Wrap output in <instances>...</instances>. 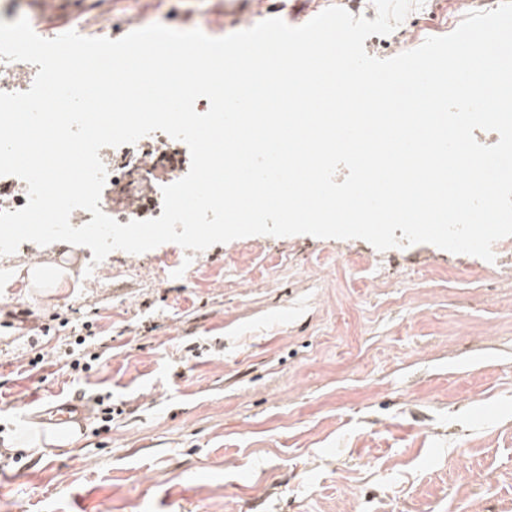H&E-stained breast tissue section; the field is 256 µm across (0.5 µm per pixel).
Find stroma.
Returning <instances> with one entry per match:
<instances>
[{"label":"stroma","mask_w":512,"mask_h":512,"mask_svg":"<svg viewBox=\"0 0 512 512\" xmlns=\"http://www.w3.org/2000/svg\"><path fill=\"white\" fill-rule=\"evenodd\" d=\"M348 0H58L119 39L137 14L223 37L300 26ZM424 0L370 54L453 32ZM494 261L430 244L257 235L93 262L22 243L0 256V512H512V236ZM75 264L32 288L31 262ZM93 334L76 346L78 331ZM100 354L87 373L36 353ZM111 395L71 448L15 451L26 416ZM23 397L25 411L12 402Z\"/></svg>","instance_id":"obj_1"}]
</instances>
